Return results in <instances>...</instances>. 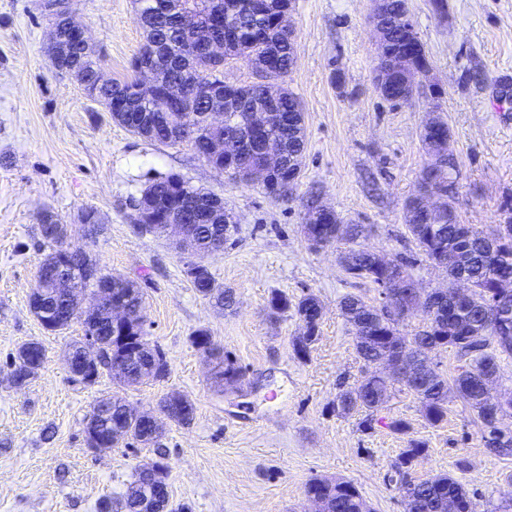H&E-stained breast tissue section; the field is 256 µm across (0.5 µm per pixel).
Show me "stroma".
Wrapping results in <instances>:
<instances>
[{
  "label": "stroma",
  "mask_w": 512,
  "mask_h": 512,
  "mask_svg": "<svg viewBox=\"0 0 512 512\" xmlns=\"http://www.w3.org/2000/svg\"><path fill=\"white\" fill-rule=\"evenodd\" d=\"M408 0L443 91L442 117L458 158L457 214L489 229L512 207V0ZM77 22L101 55L106 76L132 77L143 39L133 0H73ZM369 0H295L296 59L287 84L301 100L307 127L305 166L290 197L274 198L255 183L212 169L190 144L158 145L114 122L75 78L57 75L47 51L49 20L38 0H0V512H98L125 493L136 468L164 449L171 505L191 512H314L310 480L351 482L370 512H405L387 481L408 439L424 441L412 474H448L470 491L476 512H495L512 495V455H488L470 409L448 404V420L429 425L419 400L393 391L371 430L340 417L332 402L367 368L355 349L339 302L345 295L377 303L367 283L344 273L340 256L367 249L390 260L416 250L403 218L431 158L421 140L428 88L408 102H387L373 84L378 52ZM181 174L192 186L223 196L239 217L221 253L205 258L237 305L213 308L184 273V255L168 237L137 230L130 205L150 178ZM318 197L363 234L312 246L301 225L305 203ZM95 210V236L78 217ZM67 224V242L95 254L104 272L132 281L145 299L151 344L166 354L164 379L120 387L109 376L88 385L66 364L81 323L45 330L29 295L49 246L39 219ZM316 296L323 305L307 360L295 358L294 313L271 315L268 300ZM237 360L244 377L215 386L214 362L191 343L196 329ZM35 340L46 360L23 387L11 382L10 356ZM195 404L190 425L164 422L158 447L131 439L107 449L85 442L96 401L116 395L139 411H158L171 393ZM400 417L409 435L392 432Z\"/></svg>",
  "instance_id": "obj_1"
}]
</instances>
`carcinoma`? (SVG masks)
Segmentation results:
<instances>
[{
    "label": "carcinoma",
    "instance_id": "cac0c4a2",
    "mask_svg": "<svg viewBox=\"0 0 512 512\" xmlns=\"http://www.w3.org/2000/svg\"><path fill=\"white\" fill-rule=\"evenodd\" d=\"M166 0H135L139 20L145 26L144 43L135 58L133 67L140 70L144 64H152L167 70L173 82L195 81L211 84L224 83V64L212 60L206 53L207 45L221 39L231 52L225 58H240L267 71L278 93L276 109L281 122L268 130L257 133L242 127L249 112L247 108L262 104L268 99V89L250 83L240 86L238 94L223 103L229 124L214 128L199 127V135L192 149L201 154L208 139L222 138L236 130L249 139L248 147L233 154L227 161H206L221 172L241 181L265 186L275 179L286 182L297 156L305 155L306 127L304 112L297 96L286 86L295 55L294 33L288 31V14L279 6V0H183L181 14L171 13ZM404 0H388L382 19L385 37L395 49L409 44L402 17ZM72 55L82 60L76 79L85 93L98 101L108 112L117 113V123L132 134L142 136L136 123L137 113L149 111V101L139 91V80H114L103 82L100 77V59L84 53V48L74 45ZM448 123L439 118L433 128L422 136V141L433 140L436 150L448 151ZM272 139L280 152V165L273 171L264 168V142ZM439 186L443 192L457 190L448 181H437V176L426 167L420 175L419 190L427 191ZM154 194L167 202L165 211L141 221L138 228L147 232H163L167 223V211L182 215L184 223H191V203L201 195V190L190 185H175L165 175L149 180L142 190ZM404 220L415 246L425 260L435 263L444 254H455L448 275L464 270L472 286L469 298L454 304H440L434 311L430 323L414 334L404 336L389 320L369 321L365 319L359 304L363 298L347 295L341 300V309L355 334L358 357L365 361L390 360L413 363L414 372L396 374H370L353 385L340 390L333 402V409L340 416L362 415L360 426L372 428L374 413L390 397L391 389L399 384L420 401L423 417L431 426H438L448 416V402L463 401L473 412L480 427L481 440L486 450L498 457L512 454V434H503L498 428L499 417L512 411V402L504 407L484 397L485 388L496 379L499 362L512 358V327L503 331L496 324L493 309L486 306L488 292L505 280L512 282V216L503 224L495 225L489 232L471 230L459 222L458 215L448 219V210L431 213L419 204V196L408 198L404 204ZM40 232L44 239L55 244L67 236V225L52 214L40 219ZM310 232L328 244L339 239H354L359 227L341 222L338 215L323 223L311 225ZM348 262L342 264L345 273L352 279L366 281L378 289L384 279L396 277L412 278L411 269L417 263L414 256L401 258L398 267L389 272L379 270L370 263V258L360 249L345 253ZM66 265L74 267L73 276L80 286L78 293L68 299L56 292L54 284H43L45 310L51 313L53 331H62L79 319L76 314L79 297L86 292L102 288L112 289V296L125 299L131 307L145 310L143 293L132 282L102 273L95 255L85 250L76 252ZM186 274L194 275L191 283L204 299L221 309L235 303L233 289L218 283L208 267L199 266L192 260L185 262ZM394 304L407 318L414 314L419 300L407 294L406 289L396 292ZM276 315L294 311L301 323V332L293 339L292 349L296 358L308 359L317 340L319 322L308 319L310 312L319 308V301L305 295L294 301L282 292H274L268 301ZM85 331H94L107 340L113 334L109 312L101 311L84 321ZM194 346L210 344V355L218 360L216 378L224 386H234L243 377V369L224 354V350L212 344L209 331L195 330L191 336ZM450 349L457 365L450 375L433 363L432 355ZM112 354L123 358L127 365L122 373L114 375L111 370L99 368L96 377L107 373L118 384L130 385L145 379H158L168 372L165 353L156 345L150 346L131 357L126 345L112 342ZM45 354L37 341H28L18 347L12 356L14 384L23 386L44 363ZM160 406L180 411L175 423L188 425L194 419L195 405L187 396L170 394L160 401ZM86 422V443L90 448H112L124 439H133L144 445L157 442L162 426L147 428L139 415L127 413L121 399H100ZM427 451L426 443L409 440V446L399 454L393 465L396 482L402 493L406 512H474V503L465 487L448 474H436L425 479L411 477L412 462ZM167 466L164 457L139 466L134 480L129 484L121 508L124 512H136L135 504L143 486L151 477L163 480ZM307 497H316L324 512H369L366 502L357 488L348 481L314 479L308 483Z\"/></svg>",
    "mask_w": 512,
    "mask_h": 512
}]
</instances>
